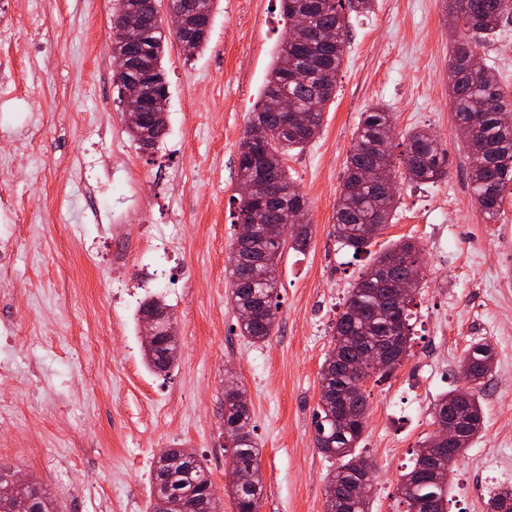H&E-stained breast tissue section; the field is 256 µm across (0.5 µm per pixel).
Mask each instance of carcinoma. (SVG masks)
I'll return each mask as SVG.
<instances>
[{
	"label": "carcinoma",
	"instance_id": "carcinoma-1",
	"mask_svg": "<svg viewBox=\"0 0 512 512\" xmlns=\"http://www.w3.org/2000/svg\"><path fill=\"white\" fill-rule=\"evenodd\" d=\"M284 17L296 9L308 8L307 30L311 35L296 40L290 32L280 42L263 95L276 90L288 95L302 111L309 113L311 128L281 140L279 114L259 101L244 130L238 151V181L254 182L259 171L248 163V135L264 130L274 145L266 153L264 171L275 177L271 187L280 191L285 209L270 214L265 229L257 232L236 249L235 262L228 266L232 284L231 301L235 310L254 309L258 316L239 323V334L254 343H263L273 332L278 309V264L286 241L273 235L270 226L284 224L288 208H305V201L288 174L286 157L303 151L317 136L327 105L336 96V81L343 61L346 43V17L372 12L375 0H280ZM466 8L454 28H464L467 36L458 41L449 60L448 91L452 99L462 141L468 153V178L473 199L488 221L497 218L501 200L512 194V98L500 90L495 76L488 69L475 70L471 60L475 48L497 35L502 23L512 18V0H465ZM167 46L166 35L153 26L139 44L112 46V57L124 61L120 81L134 89L148 81L154 88L153 111L167 110L168 98L162 79L165 71L162 58ZM393 125V114L382 106L363 113L346 162V174L336 201L333 235L354 255L370 253V247L382 234L397 208L396 193L388 190L395 183L391 165L392 144L383 133ZM403 162L408 177L417 183H435L448 175V151L425 129L406 135ZM309 227L300 224L289 233L291 248L300 251L308 242ZM420 250L410 240H402L390 249L374 254L364 265L337 315L332 346L325 354L320 382L328 383V391L320 392L314 432L325 438L321 450L336 459L338 466L328 474L326 512H369V501L352 502L347 497V484L363 473L367 457L358 452L366 424L353 421L346 426L332 427L330 417L335 403H347L356 412L368 415L364 385L353 376L350 365L363 347L383 350L386 367L379 371L386 376L402 363L412 341L409 306L413 297L394 303L401 330L388 325V317L377 314L365 321L354 318L352 310L361 304L373 306L389 298L392 282L399 278L415 279L412 291L420 280ZM493 350L477 341L467 349L464 360L470 363L463 374L470 384L478 386L492 375ZM448 412L460 431L473 440L483 429L480 401L475 391L452 390L434 405L433 414ZM224 467L236 475V482L227 488L236 512H259L263 486L255 485L252 471L260 467L259 447L251 426L246 393L238 389L232 399L224 401ZM176 452L184 457L179 466L183 475L169 481L161 468L154 470L153 487L171 485L175 506L170 512H193L197 501L212 485L207 466L187 448ZM417 464L401 475L400 495L407 512L419 502L432 506L433 512H447L450 475L453 469L444 460L438 472L407 481ZM27 496L33 512H57L47 490L32 485L21 488L9 483V476L0 473V512H17L18 501Z\"/></svg>",
	"mask_w": 512,
	"mask_h": 512
}]
</instances>
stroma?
<instances>
[{"label":"stroma","mask_w":512,"mask_h":512,"mask_svg":"<svg viewBox=\"0 0 512 512\" xmlns=\"http://www.w3.org/2000/svg\"><path fill=\"white\" fill-rule=\"evenodd\" d=\"M279 0H216L206 48L169 43L164 138L142 150L126 131L112 80L113 0H0V462L46 489L58 512H151L159 454L190 448L224 504V382L250 403L260 449V512H325L334 459L314 445L320 371L333 325L367 256L340 247L332 225L362 112L394 115L398 209L377 239L424 253L402 365L365 384L360 450L376 464L371 512H404L399 482L434 431L433 407L464 387L461 361L489 343L494 365L479 398L485 430L457 462L448 512H486L512 484V284L496 269L512 239L486 221L469 187L467 151L448 93L455 33L444 0H376L351 17L336 97L315 139L286 159L310 234L284 249L275 330L240 336L225 268L235 241L237 158L287 30ZM477 55L512 93V22ZM426 129L448 150V176L404 174L405 134ZM174 239L146 254L150 234ZM163 296L180 357L166 373L142 358L141 302Z\"/></svg>","instance_id":"1"}]
</instances>
